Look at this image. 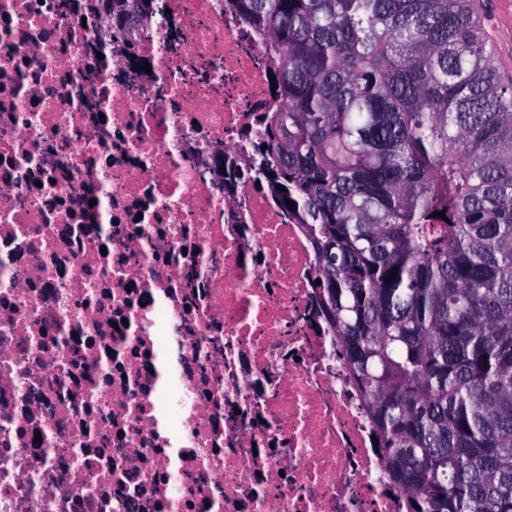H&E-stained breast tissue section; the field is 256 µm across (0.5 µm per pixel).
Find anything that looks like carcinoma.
Wrapping results in <instances>:
<instances>
[{"label": "carcinoma", "instance_id": "cac0c4a2", "mask_svg": "<svg viewBox=\"0 0 512 512\" xmlns=\"http://www.w3.org/2000/svg\"><path fill=\"white\" fill-rule=\"evenodd\" d=\"M228 2L282 102L242 176L309 236L386 479L512 512V80L470 0Z\"/></svg>", "mask_w": 512, "mask_h": 512}]
</instances>
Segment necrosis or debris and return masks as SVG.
<instances>
[{
    "label": "necrosis or debris",
    "instance_id": "obj_1",
    "mask_svg": "<svg viewBox=\"0 0 512 512\" xmlns=\"http://www.w3.org/2000/svg\"><path fill=\"white\" fill-rule=\"evenodd\" d=\"M157 3L0 0V512H404L306 234L215 184L270 64Z\"/></svg>",
    "mask_w": 512,
    "mask_h": 512
}]
</instances>
